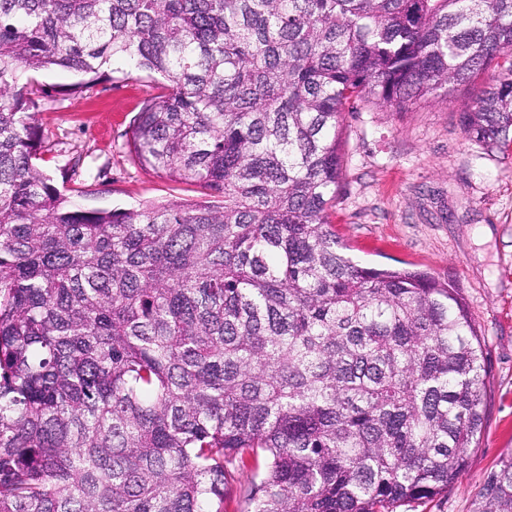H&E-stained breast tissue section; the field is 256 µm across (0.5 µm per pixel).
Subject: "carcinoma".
<instances>
[{
	"label": "carcinoma",
	"mask_w": 512,
	"mask_h": 512,
	"mask_svg": "<svg viewBox=\"0 0 512 512\" xmlns=\"http://www.w3.org/2000/svg\"><path fill=\"white\" fill-rule=\"evenodd\" d=\"M512 141V0H0V512H398L465 470L487 374L458 288L362 267L341 122L446 100ZM160 76L137 162L209 199L85 210L29 74ZM475 512H512V459Z\"/></svg>",
	"instance_id": "obj_1"
}]
</instances>
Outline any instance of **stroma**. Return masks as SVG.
<instances>
[{
    "label": "stroma",
    "instance_id": "obj_1",
    "mask_svg": "<svg viewBox=\"0 0 512 512\" xmlns=\"http://www.w3.org/2000/svg\"><path fill=\"white\" fill-rule=\"evenodd\" d=\"M496 72L489 65L444 103L405 112L371 104L343 121L344 175L330 215L337 237L361 265L453 281L485 349L486 425L468 466L447 493L408 512H474L486 476L512 458V146L485 150L460 122ZM35 78L44 89L37 118L53 133L39 165L71 203L109 210L200 198L198 186L157 176L129 151L133 121L157 91L152 79L106 75L80 92L70 71ZM76 155L77 177L68 169Z\"/></svg>",
    "mask_w": 512,
    "mask_h": 512
}]
</instances>
